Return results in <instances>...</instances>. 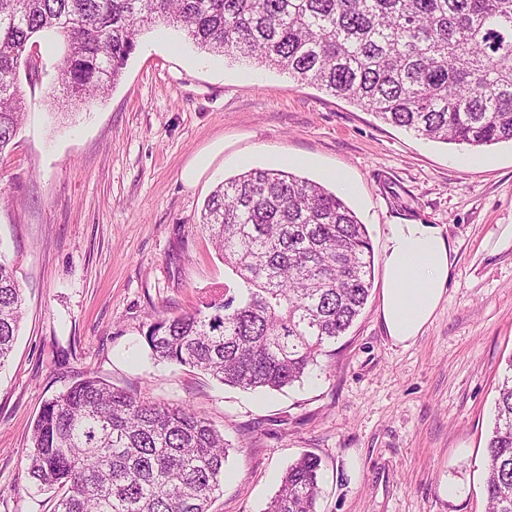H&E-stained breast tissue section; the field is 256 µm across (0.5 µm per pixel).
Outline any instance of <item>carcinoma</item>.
Masks as SVG:
<instances>
[{"label":"carcinoma","mask_w":512,"mask_h":512,"mask_svg":"<svg viewBox=\"0 0 512 512\" xmlns=\"http://www.w3.org/2000/svg\"><path fill=\"white\" fill-rule=\"evenodd\" d=\"M159 22L208 54L286 71L424 140L512 142V0H0V155L26 109L18 69L35 36L66 42L59 83L81 104L116 84L137 36ZM202 224L235 291L159 317L145 336L152 356L242 390L301 381L367 302L365 225L324 185L260 168L217 186ZM22 305L0 258V368ZM508 372L487 445L488 512H512V359ZM227 456L189 406L86 377L45 401L26 465L34 484L57 490L53 512H208ZM319 470L317 457L300 456L266 512H316Z\"/></svg>","instance_id":"carcinoma-1"}]
</instances>
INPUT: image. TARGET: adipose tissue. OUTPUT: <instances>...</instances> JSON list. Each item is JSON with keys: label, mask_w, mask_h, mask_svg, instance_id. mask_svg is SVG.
<instances>
[{"label": "adipose tissue", "mask_w": 512, "mask_h": 512, "mask_svg": "<svg viewBox=\"0 0 512 512\" xmlns=\"http://www.w3.org/2000/svg\"><path fill=\"white\" fill-rule=\"evenodd\" d=\"M452 252L437 226H386L379 315L394 344L414 342L431 322L446 292Z\"/></svg>", "instance_id": "obj_1"}]
</instances>
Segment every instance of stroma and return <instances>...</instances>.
Wrapping results in <instances>:
<instances>
[{"mask_svg":"<svg viewBox=\"0 0 512 512\" xmlns=\"http://www.w3.org/2000/svg\"><path fill=\"white\" fill-rule=\"evenodd\" d=\"M27 109L0 156V253L25 304L0 368V512H51L25 456L45 400L88 375L189 404L223 433L229 472L210 512H265L301 454L321 461L317 512H486V447L512 358V145L417 138L260 64L143 31L109 95L67 107L62 40L37 36ZM322 183L365 224L367 304L320 367L244 391L152 358L157 316L194 311L231 276L201 223L248 168ZM434 224L456 248L423 333L392 343L379 316L384 228ZM460 487L458 497L442 488Z\"/></svg>","mask_w":512,"mask_h":512,"instance_id":"stroma-1","label":"stroma"}]
</instances>
